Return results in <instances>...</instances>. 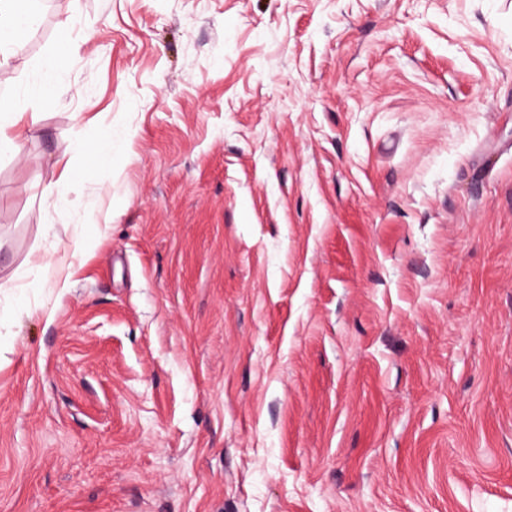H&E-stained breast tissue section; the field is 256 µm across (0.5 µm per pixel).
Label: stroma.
Instances as JSON below:
<instances>
[{"label":"stroma","mask_w":512,"mask_h":512,"mask_svg":"<svg viewBox=\"0 0 512 512\" xmlns=\"http://www.w3.org/2000/svg\"><path fill=\"white\" fill-rule=\"evenodd\" d=\"M0 98V512H512V0H42ZM0 112V154L15 153L21 139L37 123V113L2 102Z\"/></svg>","instance_id":"stroma-1"}]
</instances>
